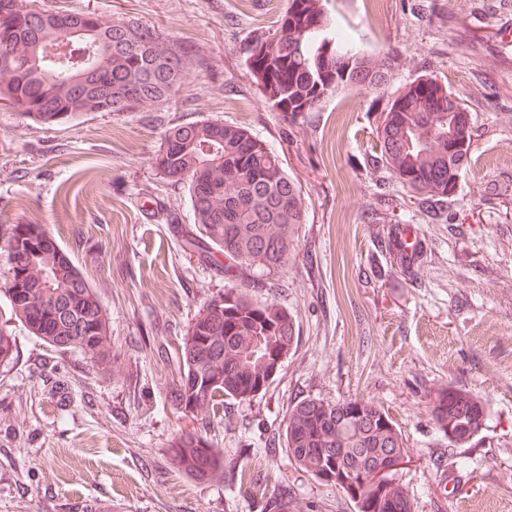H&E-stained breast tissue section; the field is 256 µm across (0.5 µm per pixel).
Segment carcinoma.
Segmentation results:
<instances>
[{
	"label": "carcinoma",
	"instance_id": "1",
	"mask_svg": "<svg viewBox=\"0 0 512 512\" xmlns=\"http://www.w3.org/2000/svg\"><path fill=\"white\" fill-rule=\"evenodd\" d=\"M16 0H0V99L12 111L42 125L85 112L109 111V94L125 96L124 111L155 106L188 66L205 59L188 44H169L158 29L134 22L97 23L84 37H65L46 20V9L18 19ZM328 0H288L273 29L240 47L245 74L271 109L294 122L335 93L360 87L384 90L398 59L373 54L336 25ZM174 50L175 73L155 68V57ZM112 51V61L92 83L70 84V72L94 55ZM377 125L379 152L367 159L372 173L396 179L406 196L383 200L392 220L396 209L415 206L431 219L454 202L476 129L464 100L435 77L424 75L390 98ZM164 178L188 188L193 228L181 248L224 264V304L207 302L192 318L180 345L179 378L172 405L186 417L214 411L226 399L257 395L267 380L263 352H291L296 321L288 308L257 293L273 287L268 276L288 264L295 225L304 223L301 190L280 157L245 128L200 120L168 127L154 158ZM11 313L35 337L61 351L77 350L96 366L112 364V342L99 297L42 224H14L8 238ZM15 338L0 328V364L13 359ZM431 419L453 444L471 441L483 428L486 407L449 385L429 393ZM285 447L295 465L323 483L325 475L353 501L357 512H415L408 491L394 477L382 487L361 485L386 452L407 451L397 424L377 404L359 398L335 403L302 399L288 409ZM175 464L198 480L224 471V451L195 428L172 443Z\"/></svg>",
	"mask_w": 512,
	"mask_h": 512
}]
</instances>
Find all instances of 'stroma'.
I'll return each instance as SVG.
<instances>
[{
	"label": "stroma",
	"mask_w": 512,
	"mask_h": 512,
	"mask_svg": "<svg viewBox=\"0 0 512 512\" xmlns=\"http://www.w3.org/2000/svg\"><path fill=\"white\" fill-rule=\"evenodd\" d=\"M330 0L337 24L369 51L398 56L393 95L421 75L468 105L478 136L450 218L428 223L425 249L398 264L388 225H376L379 189L366 168L377 148L371 94L327 98L296 122L272 111L238 53L274 26L287 0H38L112 22L152 25L192 45L163 107L88 112L44 126L0 109V327L15 338L0 365V512H355L352 501L297 469L284 445L288 409L314 397L364 398L400 428L408 462L395 478L415 512H512V0ZM227 120L280 155L302 189L287 267L266 297L288 307L298 341L267 392L227 400L207 433L224 450L210 481L176 468L169 445L197 420L169 391L188 324L223 292L224 271L181 247L193 224L189 195L153 159L173 124ZM15 224H42L83 272L107 319L114 365L102 373L59 351L11 315L7 240ZM468 391L486 406L481 432L451 445L426 407L434 387ZM468 468L455 467L457 459Z\"/></svg>",
	"instance_id": "35a3bbf8"
}]
</instances>
